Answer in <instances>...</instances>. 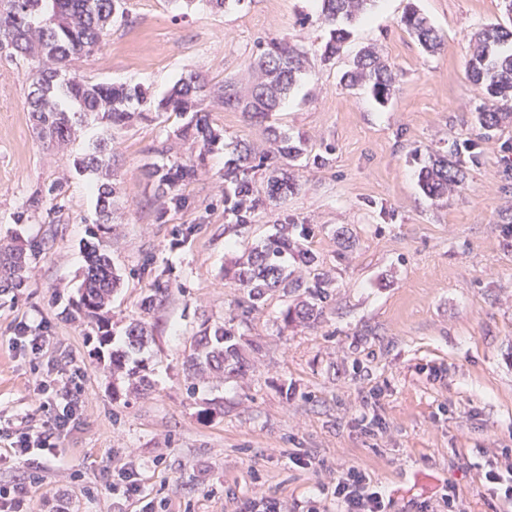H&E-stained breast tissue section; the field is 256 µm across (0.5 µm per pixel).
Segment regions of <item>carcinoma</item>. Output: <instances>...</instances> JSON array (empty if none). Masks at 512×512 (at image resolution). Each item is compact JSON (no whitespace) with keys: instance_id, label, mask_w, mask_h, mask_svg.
<instances>
[{"instance_id":"carcinoma-1","label":"carcinoma","mask_w":512,"mask_h":512,"mask_svg":"<svg viewBox=\"0 0 512 512\" xmlns=\"http://www.w3.org/2000/svg\"><path fill=\"white\" fill-rule=\"evenodd\" d=\"M370 2L372 0H320L319 20L330 27L327 46L330 53L337 52L347 37L344 24L354 21ZM121 4L122 0H0V55L12 60L19 58L28 64L29 112L39 134L52 146L64 149L76 141L89 116L103 123L107 131L128 121L135 114L133 106L147 103V97L138 87L92 84L77 76L62 77L73 61L101 49ZM50 17L58 21L56 32L45 34L41 24ZM402 24L425 48L433 50L440 44L436 29L419 13L413 11L405 15ZM261 46L258 92L246 97L235 83L227 81L218 87L216 96L224 109L240 110L251 120L263 121L278 110L282 97L302 71L305 53L286 38H270ZM468 68L473 83L483 87L491 101L478 112L479 125L487 132L495 130L507 116L505 110H512V30L501 24L485 28L479 34ZM344 78L347 87L367 84L373 95L383 100L388 96L394 75L380 61L377 52L368 49L357 56L354 69ZM205 88L198 74L189 73L177 82L170 95L155 105L157 112L193 113L191 121L180 130V136L197 145L200 160L219 144V136L210 128L207 114L199 109ZM267 158L266 154L256 157L251 146L243 143L232 166L224 171V180L234 186L237 200L233 210L239 224L250 223V215L257 205L252 198V173ZM112 159L107 140L102 138L89 144L74 160L78 172L104 179L97 187L94 224L105 234L111 230L116 194L115 186L107 182L112 176ZM196 171L197 165L193 162L170 167L154 163L146 167V176L158 182L166 203L178 209L184 204L178 187L191 180ZM420 178L425 192L439 198L462 186L464 173L457 162L439 157L421 170ZM297 190L298 183L294 179L272 174L267 179L265 193L271 199H285ZM289 226L288 222L280 225L277 234L269 237L232 271V282L247 295V306L242 314L255 310L267 289L280 288L286 293L303 286V282L290 278L284 266L288 247L298 246L289 236ZM33 255L35 250L25 248L17 238L0 244V289L22 287ZM118 281L104 237L87 243L81 284L85 299L77 305V313L97 333L101 344L109 342L112 336L109 305ZM306 290L311 302L297 311L296 317L314 322L321 315L328 292L318 276ZM125 336L128 348L138 351L148 339L149 329L145 322L133 320L127 325ZM232 336V329L223 325L203 327L187 356V363L196 371L204 365L212 370L224 369L225 362L238 357L236 348L229 345Z\"/></svg>"}]
</instances>
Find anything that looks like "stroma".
Returning a JSON list of instances; mask_svg holds the SVG:
<instances>
[{"label": "stroma", "mask_w": 512, "mask_h": 512, "mask_svg": "<svg viewBox=\"0 0 512 512\" xmlns=\"http://www.w3.org/2000/svg\"><path fill=\"white\" fill-rule=\"evenodd\" d=\"M122 7L101 51L73 69L92 83L140 87L154 103L190 72L211 90L227 81L249 87L261 39L288 38L307 63L264 122L205 99L224 147L180 185L184 206L166 209L144 166L196 156L178 134L189 115L151 111L107 130L91 120L61 150L33 127L26 64L0 57V240L39 248L25 287L0 291V424L50 419L42 384L63 373L13 345L19 323L45 325L52 354L72 356L85 373L82 414L57 453L34 465L0 463V484L38 467L31 512L60 503L66 512H143L148 502L166 503L167 512H241L261 492L278 497L284 512H331L329 492L354 466L384 487L389 512H512L484 481L490 468H512V118L480 129L487 98L467 69L482 28L508 22L501 0H372L333 55L317 0ZM412 9L438 31L436 52L402 25ZM367 48L395 74L386 100L341 80ZM103 130L114 156L111 249L121 276L104 347L70 307L96 207V179L73 159ZM277 135L302 150L279 163L299 189L265 198L268 173L258 172L263 203L250 223L236 224L224 203V166L237 142L261 153ZM453 147L464 186L431 197L419 172ZM322 155L326 164H317ZM58 182L61 195L48 196ZM39 191L41 208L27 209ZM287 218L305 225L303 247L317 258L309 266L289 251L293 278L330 282L314 325L285 319L308 302L304 286L269 291L245 318L243 295L226 277ZM156 279L172 287L143 311ZM134 319L152 328L139 387L110 363ZM205 321L233 325L241 371L195 380L186 357ZM294 455L308 467L293 465ZM120 467L136 473L140 499L106 487V469Z\"/></svg>", "instance_id": "35a3bbf8"}]
</instances>
